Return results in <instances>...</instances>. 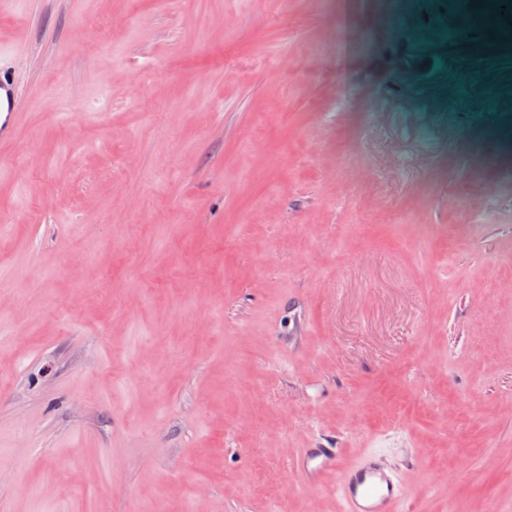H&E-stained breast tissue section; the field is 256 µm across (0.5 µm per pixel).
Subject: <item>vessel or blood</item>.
Here are the masks:
<instances>
[{"label":"vessel or blood","mask_w":512,"mask_h":512,"mask_svg":"<svg viewBox=\"0 0 512 512\" xmlns=\"http://www.w3.org/2000/svg\"><path fill=\"white\" fill-rule=\"evenodd\" d=\"M296 470L306 483L336 477L342 512H402L405 491L397 475L375 454L344 461L340 448H304Z\"/></svg>","instance_id":"1"}]
</instances>
